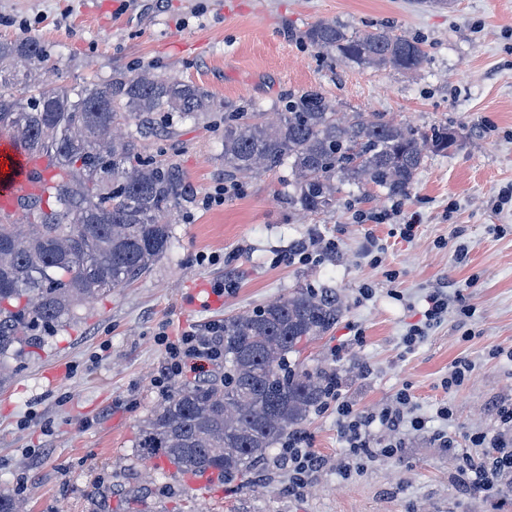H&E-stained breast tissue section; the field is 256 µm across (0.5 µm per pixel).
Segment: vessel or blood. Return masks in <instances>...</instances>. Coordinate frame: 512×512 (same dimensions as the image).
<instances>
[{
	"label": "vessel or blood",
	"mask_w": 512,
	"mask_h": 512,
	"mask_svg": "<svg viewBox=\"0 0 512 512\" xmlns=\"http://www.w3.org/2000/svg\"><path fill=\"white\" fill-rule=\"evenodd\" d=\"M55 170L39 154L16 150L11 142H0V215L14 214L20 200L47 196Z\"/></svg>",
	"instance_id": "obj_1"
}]
</instances>
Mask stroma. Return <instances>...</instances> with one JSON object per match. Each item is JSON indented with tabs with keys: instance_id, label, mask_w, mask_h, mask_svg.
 <instances>
[{
	"instance_id": "35a3bbf8",
	"label": "stroma",
	"mask_w": 512,
	"mask_h": 512,
	"mask_svg": "<svg viewBox=\"0 0 512 512\" xmlns=\"http://www.w3.org/2000/svg\"><path fill=\"white\" fill-rule=\"evenodd\" d=\"M320 20L392 26L423 40L429 60L411 72L330 63L299 37ZM26 37L53 46L59 59L42 69L46 85L100 82L113 69L151 64L219 102L269 105L317 86L340 111L368 119L382 112L418 127L449 121L457 144L429 154L402 199L405 215L419 217L414 238L403 241L387 225L357 219L390 208L381 193L314 216L289 206L282 170L225 187L222 113L206 125L174 123L160 145L194 190L176 213L175 242L149 274L86 302L74 325L14 368L0 389V487L20 491L27 512H512V494L490 498L461 483L462 456L493 454L464 441L440 448L417 436L397 456L366 459L343 477L332 409L311 412L302 427L325 466L298 496L288 492L287 470L272 463L260 483L213 477L198 488L135 448L140 423L161 401L153 386L164 363L158 335L174 340L248 314L299 284L342 298V316L300 359L339 371L355 407L381 408L406 385L429 428L460 437L496 427L497 405L512 400V361L490 354L512 348V234L491 230L512 225V211L491 203L512 184V0H447L443 8L430 0H0V39ZM221 187L223 204L204 206ZM312 238L335 240L336 254L275 263ZM374 242L384 247L377 267L367 254ZM461 242L469 250L462 264L454 255ZM366 281L375 284L368 300L359 294ZM220 283L230 287L221 297L213 292ZM440 283L462 290L475 315L463 325L449 313L405 353L402 338ZM393 289L401 299L390 297ZM353 328L364 345L335 359L333 348ZM459 357L475 374L445 390L441 380ZM443 402L452 421L436 416Z\"/></svg>"
}]
</instances>
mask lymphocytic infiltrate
Listing matches in <instances>:
<instances>
[{"label":"lymphocytic infiltrate","mask_w":512,"mask_h":512,"mask_svg":"<svg viewBox=\"0 0 512 512\" xmlns=\"http://www.w3.org/2000/svg\"><path fill=\"white\" fill-rule=\"evenodd\" d=\"M455 311L460 319L472 318L473 308L466 304L463 294L448 295L437 288L425 298L421 323L412 325L403 338L406 351H414L427 329L440 323L448 311ZM165 364L154 385L160 394H168L172 380L188 375L206 377L211 367L224 361V325L208 324L204 330H191L178 340L165 344ZM326 404L335 406L339 435L345 444L352 464L367 457L381 454L392 457L404 446L407 435H429L442 447H455V440L447 432L429 430L425 421L412 415V396L408 388L399 389L390 403L375 411L354 407L344 396L341 386L332 387L325 398ZM499 424L496 429L465 433V440L474 448H490L491 459L465 457L460 470L462 481L470 488L490 492L502 482L512 481V404L498 407ZM386 439H379V432ZM281 461L288 467L289 490L301 494L312 483L323 467V459L311 448L303 433L289 434L282 445Z\"/></svg>","instance_id":"f902f5d3"}]
</instances>
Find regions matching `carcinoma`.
Segmentation results:
<instances>
[{
  "instance_id": "cac0c4a2",
  "label": "carcinoma",
  "mask_w": 512,
  "mask_h": 512,
  "mask_svg": "<svg viewBox=\"0 0 512 512\" xmlns=\"http://www.w3.org/2000/svg\"><path fill=\"white\" fill-rule=\"evenodd\" d=\"M301 37L332 62L415 71L422 43L376 25L358 33L338 21L309 25ZM53 57L31 38L0 40V68L39 67ZM224 112V179L284 168L288 204L310 215L336 210L347 188L407 197L428 154L456 145L448 122L395 124L382 112L339 115L317 87L289 93L270 109L252 100L218 103L204 88L151 68L114 69L82 87H43L0 78V129L15 144L52 155L62 174L47 200H23L27 223L0 217V389L8 361L43 349L71 326L76 308L148 273L169 250L172 217L191 199L180 167L152 154L163 121L198 123ZM342 306L328 290L298 285L245 316L224 319V376L176 385L143 421L139 455L176 471H211L231 483L265 473L284 436L298 432L330 378L290 355L323 335ZM23 499L0 489V512Z\"/></svg>"
}]
</instances>
